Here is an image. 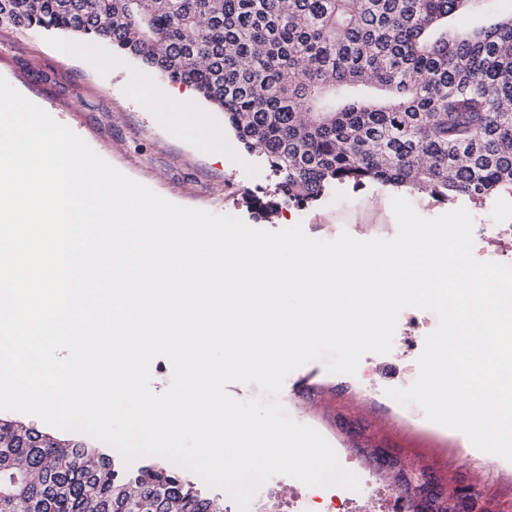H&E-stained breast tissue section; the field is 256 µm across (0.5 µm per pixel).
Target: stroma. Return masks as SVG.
<instances>
[{
	"mask_svg": "<svg viewBox=\"0 0 512 512\" xmlns=\"http://www.w3.org/2000/svg\"><path fill=\"white\" fill-rule=\"evenodd\" d=\"M71 44L60 34L0 27V76L100 157L167 200L232 215L257 229L299 224L320 240L335 239L344 230L361 240L396 235L395 193L378 185L355 191L338 187L303 211L284 204L276 220H264L246 198L268 190L269 170L242 148L221 112L192 88L163 80L105 44H84L75 53ZM407 198L425 218L466 208L474 234L486 237L502 221L503 209L512 206L511 199L499 195L482 204L461 197L439 202L415 191ZM416 315L426 325L412 334L408 322ZM437 325L432 311L404 309L390 353L365 355L353 376L330 373L323 361H310L286 378L280 400L295 421L316 429L338 458L352 456L357 469L371 470L380 498L405 488L391 463H378L374 456L375 449L386 448L393 461L415 463L444 490L470 484L490 504L512 502V462L480 457L461 432L427 420L419 406H402L386 394L414 382L425 337ZM279 482L282 490L270 501V512H297L293 501L308 494L317 498L310 512H327L330 490L284 475Z\"/></svg>",
	"mask_w": 512,
	"mask_h": 512,
	"instance_id": "1",
	"label": "stroma"
}]
</instances>
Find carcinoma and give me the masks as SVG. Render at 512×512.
Instances as JSON below:
<instances>
[{
  "label": "carcinoma",
  "mask_w": 512,
  "mask_h": 512,
  "mask_svg": "<svg viewBox=\"0 0 512 512\" xmlns=\"http://www.w3.org/2000/svg\"><path fill=\"white\" fill-rule=\"evenodd\" d=\"M479 0H0V27L104 42L224 113L265 159L270 214L330 188L439 202L512 189V17L461 37ZM224 512L157 465L0 421V512ZM463 512L490 509L482 494Z\"/></svg>",
  "instance_id": "obj_1"
}]
</instances>
